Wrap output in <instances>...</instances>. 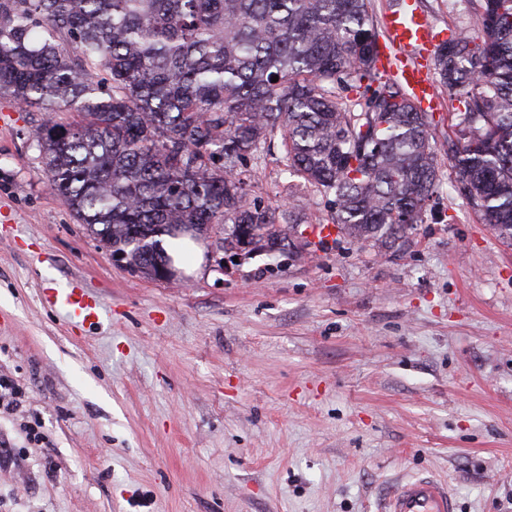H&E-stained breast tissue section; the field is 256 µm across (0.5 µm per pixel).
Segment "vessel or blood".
I'll return each instance as SVG.
<instances>
[{
	"instance_id": "obj_1",
	"label": "vessel or blood",
	"mask_w": 512,
	"mask_h": 512,
	"mask_svg": "<svg viewBox=\"0 0 512 512\" xmlns=\"http://www.w3.org/2000/svg\"><path fill=\"white\" fill-rule=\"evenodd\" d=\"M382 23L385 41L379 58L381 69L397 76L422 107H433L438 93L426 70V54L439 37L434 25L422 12L418 0H400L385 13ZM50 301L82 323L100 317L98 303L90 301L76 287L52 293ZM380 512H454V506L444 484L433 477L420 476L398 484Z\"/></svg>"
}]
</instances>
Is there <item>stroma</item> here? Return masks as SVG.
I'll return each instance as SVG.
<instances>
[{"label":"stroma","mask_w":512,"mask_h":512,"mask_svg":"<svg viewBox=\"0 0 512 512\" xmlns=\"http://www.w3.org/2000/svg\"><path fill=\"white\" fill-rule=\"evenodd\" d=\"M420 7L482 24L478 0ZM32 118L0 97V375L25 394L0 413V512H379L422 473L456 512H512V238L454 189L447 90L441 186L405 247L319 244L324 199L275 142L251 194L297 221L293 255L233 260L212 230L171 283L116 264L49 189ZM75 282L99 322L45 303Z\"/></svg>","instance_id":"stroma-1"}]
</instances>
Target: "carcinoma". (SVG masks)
Returning <instances> with one entry per match:
<instances>
[{"mask_svg":"<svg viewBox=\"0 0 512 512\" xmlns=\"http://www.w3.org/2000/svg\"><path fill=\"white\" fill-rule=\"evenodd\" d=\"M480 9L481 31L451 34L433 69L464 108L457 189L512 238V0ZM378 56L370 0H0V96L41 113L49 186L150 277L172 224H229L226 250L288 238L246 169L275 133L337 235L406 243L440 183L429 113Z\"/></svg>","mask_w":512,"mask_h":512,"instance_id":"cac0c4a2","label":"carcinoma"}]
</instances>
